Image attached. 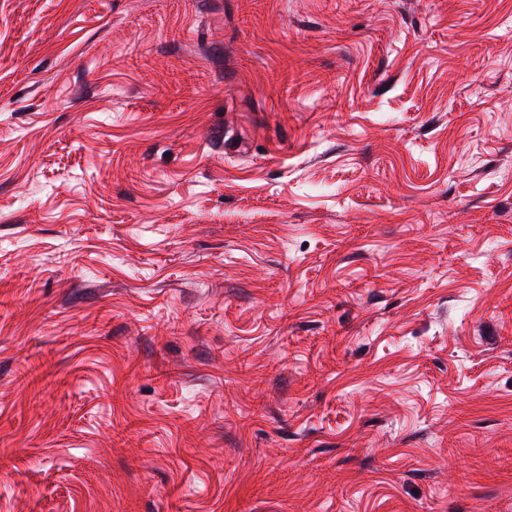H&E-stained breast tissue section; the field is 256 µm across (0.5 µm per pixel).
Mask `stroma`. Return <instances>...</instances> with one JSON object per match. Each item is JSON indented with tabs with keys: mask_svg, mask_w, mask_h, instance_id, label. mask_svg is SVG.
I'll use <instances>...</instances> for the list:
<instances>
[{
	"mask_svg": "<svg viewBox=\"0 0 512 512\" xmlns=\"http://www.w3.org/2000/svg\"><path fill=\"white\" fill-rule=\"evenodd\" d=\"M0 512H512V0H0Z\"/></svg>",
	"mask_w": 512,
	"mask_h": 512,
	"instance_id": "stroma-1",
	"label": "stroma"
}]
</instances>
